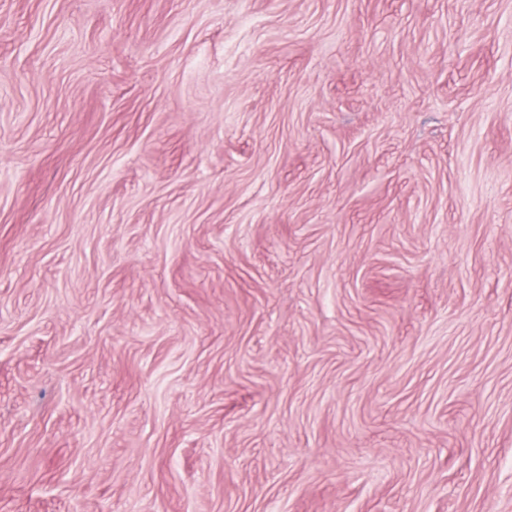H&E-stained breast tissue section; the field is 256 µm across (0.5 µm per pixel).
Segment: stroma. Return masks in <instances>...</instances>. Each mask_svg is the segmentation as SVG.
Returning a JSON list of instances; mask_svg holds the SVG:
<instances>
[{
	"label": "stroma",
	"instance_id": "stroma-1",
	"mask_svg": "<svg viewBox=\"0 0 512 512\" xmlns=\"http://www.w3.org/2000/svg\"><path fill=\"white\" fill-rule=\"evenodd\" d=\"M0 512H512V0H0Z\"/></svg>",
	"mask_w": 512,
	"mask_h": 512
}]
</instances>
